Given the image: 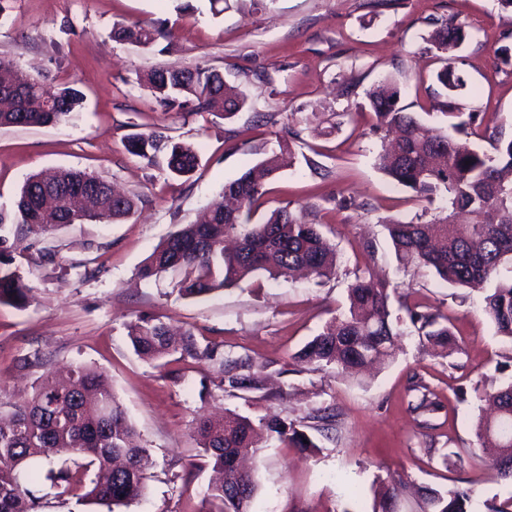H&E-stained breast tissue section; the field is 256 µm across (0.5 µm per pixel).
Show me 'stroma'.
Returning a JSON list of instances; mask_svg holds the SVG:
<instances>
[{"label":"stroma","instance_id":"1","mask_svg":"<svg viewBox=\"0 0 512 512\" xmlns=\"http://www.w3.org/2000/svg\"><path fill=\"white\" fill-rule=\"evenodd\" d=\"M0 13V58L79 89L84 102L61 123L0 127V210L15 207L26 178L58 168L87 171L137 196L119 223L66 224L44 235L11 229L6 250L31 286L26 308L0 305V409L22 401L31 385L75 363L104 372L127 418L149 448L145 490L115 512H201L211 478L192 437L196 419L232 410L259 419L301 420L329 407L336 428L311 431L315 451L263 442L254 460L256 512H370L378 479L407 491L398 512H416L414 489L471 486L481 500L512 497L496 479L494 459L475 435L486 413L484 392L512 381V339L482 310L483 295L454 288L429 270L399 265L384 219L436 214L445 196L427 202L376 166L384 133L366 100L389 79L399 104L444 132L442 64L429 36L455 20L468 33L455 52L467 80L456 101L481 118L466 128L476 150L492 153L498 132L512 135V7L499 0H6ZM158 23L173 32L149 49L114 41V24ZM203 65L238 86L246 105L231 118L163 111L139 73ZM299 137L291 166L270 178L264 209L284 205L320 224L336 246L328 279H252L203 301L180 297L178 274L144 279L141 266L180 225L220 201L226 182L278 149L283 126ZM153 128L191 144L200 166L188 181L129 154V134ZM409 303L440 309L454 348L428 343L404 319L394 361L359 374L311 370L295 354L346 305L347 289L365 265ZM54 254L45 266L42 253ZM150 315L189 330L198 346L220 343L228 356L250 355L265 380L259 392L220 388L212 363L188 358L159 367L132 349L126 325ZM441 403L421 428L408 403L414 383Z\"/></svg>","mask_w":512,"mask_h":512}]
</instances>
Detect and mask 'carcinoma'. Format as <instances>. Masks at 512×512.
Here are the masks:
<instances>
[{
	"label": "carcinoma",
	"instance_id": "obj_1",
	"mask_svg": "<svg viewBox=\"0 0 512 512\" xmlns=\"http://www.w3.org/2000/svg\"><path fill=\"white\" fill-rule=\"evenodd\" d=\"M170 32L154 24H118L112 38L153 47ZM467 33L460 24L448 22L432 36L444 66L437 81L450 93L465 85L453 66V53ZM166 112L222 115L241 110L247 98L224 83L221 72L206 66L155 68L137 75ZM400 92L383 82L367 98L379 127H395L400 135L378 156L379 168L393 181L430 200L444 193L448 210L430 221L420 214L411 221L389 220L386 228L398 262L426 267L450 285L483 291V311L501 335L512 340V278H500L502 265L512 261V139H497V155L471 148L458 138L479 113L451 125L452 132L436 133L417 117L398 107ZM83 94L70 86L52 87L47 77L32 74L0 60V127L48 126L61 122L83 104ZM280 152L224 184V198L236 205L208 209L195 224H183L160 243L140 269L143 278L179 273L178 290L185 299L203 300L224 288L237 285L257 272L281 276L307 269L316 277H331L336 270V248L323 236L319 225L293 213L288 206L257 216V202L265 194V180L292 158L288 139L298 133L285 131ZM126 150L149 165L165 166L169 177L188 180L199 166L193 146L162 131L151 130L126 138ZM45 186L62 191L54 205L42 209L40 192ZM135 198L112 195V184L97 174L59 171L33 174L23 184L16 207L0 211V231L10 224L45 233L77 222L124 220L134 213ZM13 259L0 250V304L23 308L30 288ZM495 282L491 289L486 288ZM348 305L300 350L298 357L319 370L336 373L385 363L399 351L403 332L392 320L388 283L373 278L370 267L355 276L348 288ZM409 322L434 345H452L448 317L439 311H421L404 304ZM130 343L141 358L158 361L173 354L204 356L223 370L231 389L261 390L262 379L251 372V358L224 360V344L199 348L192 334L172 335L161 321L141 316L128 324ZM411 411L431 415L440 408L427 386ZM496 408L492 418L479 419L476 434L482 450L496 459L502 478L512 477V383L485 395ZM328 428L334 415L316 410L305 420L278 416L254 422L228 411L221 420L201 418L192 434L206 463L220 474L207 488L205 512H253L255 472L240 470L238 459L257 453L259 431L286 447L308 450L317 444L305 432L306 421ZM152 466L149 449L137 442V433L112 393L106 375L89 365H76L63 381H47L34 387L30 396L0 415V512H36L44 500L65 503L72 499L91 502L112 512L143 495L146 471ZM403 488L382 481L374 496L373 512H393L392 505ZM420 512H476L475 492L455 488L441 493L420 487Z\"/></svg>",
	"mask_w": 512,
	"mask_h": 512
}]
</instances>
